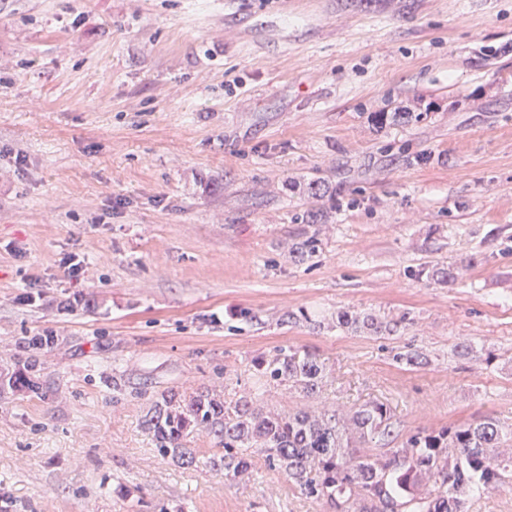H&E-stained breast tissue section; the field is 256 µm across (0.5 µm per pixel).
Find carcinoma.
Returning <instances> with one entry per match:
<instances>
[{
	"label": "carcinoma",
	"instance_id": "obj_1",
	"mask_svg": "<svg viewBox=\"0 0 512 512\" xmlns=\"http://www.w3.org/2000/svg\"><path fill=\"white\" fill-rule=\"evenodd\" d=\"M372 314L336 313V326L373 336L391 335L402 323ZM55 337L27 340L25 373L16 381L39 393L34 371L38 354ZM399 365L420 368L428 356L407 345L395 352ZM254 375L266 382L288 383L305 395L322 388L325 368L316 352L280 347L252 363ZM163 456L188 458V431L204 429L224 448V476L235 478L263 459L309 496L325 501L334 512H465L475 494L512 479V429L491 417L475 422L418 430L401 445L387 406L369 402L345 413L325 408L316 413L281 414L264 410L250 395L231 406L209 395L189 402L172 393L155 401L146 420ZM370 448H383L374 454Z\"/></svg>",
	"mask_w": 512,
	"mask_h": 512
}]
</instances>
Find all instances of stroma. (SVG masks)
Here are the masks:
<instances>
[{
	"mask_svg": "<svg viewBox=\"0 0 512 512\" xmlns=\"http://www.w3.org/2000/svg\"><path fill=\"white\" fill-rule=\"evenodd\" d=\"M46 329L39 393L0 388V512H331L206 431L160 455L167 391L512 425V0H0V375ZM280 347L319 395L257 380ZM407 320L406 314L399 319L386 320L372 314L361 315L347 310L336 313V326L380 337L393 334ZM252 368L260 380L291 384L307 396L319 392L325 373L316 352L288 347H280L272 355L255 359Z\"/></svg>",
	"mask_w": 512,
	"mask_h": 512,
	"instance_id": "1",
	"label": "stroma"
}]
</instances>
